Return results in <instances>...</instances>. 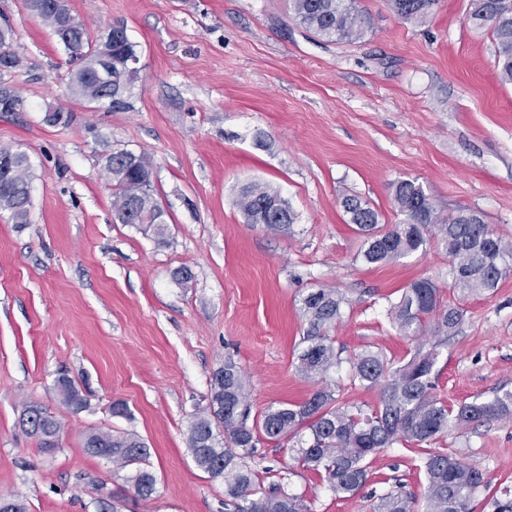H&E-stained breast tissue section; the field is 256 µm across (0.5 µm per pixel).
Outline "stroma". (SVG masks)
Listing matches in <instances>:
<instances>
[{
    "mask_svg": "<svg viewBox=\"0 0 512 512\" xmlns=\"http://www.w3.org/2000/svg\"><path fill=\"white\" fill-rule=\"evenodd\" d=\"M357 4L371 28L346 45L309 33L289 0H67L90 32L120 22L137 46L133 107L107 112L71 97L69 56L52 30L22 0H0L22 59L0 78L22 99L19 111L0 113V147L25 153L31 175L28 223L0 212V491L22 496L29 512H94L97 484H122L121 472L82 448L99 427L136 433L150 449L157 496L137 512H233L223 482L191 457L189 419L228 358L250 380L253 414L314 392L296 369L310 289L347 299L331 331L342 358L368 346L399 361L434 343L398 335L386 309L421 277L451 301L447 253L359 261L363 239L345 195L393 224V185L410 179L438 210L479 211L512 245V85L498 79L489 30L468 23L469 0H439L424 23L399 18L387 0ZM60 107L70 122L46 123ZM113 148L150 155L164 240L116 218L100 161ZM254 182L288 200L290 231L246 222L235 199ZM183 266L192 277L179 284L172 274ZM462 305L436 366L435 392L451 405L512 390V274ZM62 366L86 410L63 404L54 387ZM29 401L63 423L55 454L18 427ZM116 402L126 416H112ZM439 445L479 466L491 487L512 482V422ZM293 456L263 440L253 468L264 483L286 481L313 512H369L370 492L385 483L424 491L400 446L378 456L365 489L346 499Z\"/></svg>",
    "mask_w": 512,
    "mask_h": 512,
    "instance_id": "1",
    "label": "stroma"
}]
</instances>
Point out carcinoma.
I'll list each match as a JSON object with an SVG mask.
<instances>
[{"label": "carcinoma", "instance_id": "cac0c4a2", "mask_svg": "<svg viewBox=\"0 0 512 512\" xmlns=\"http://www.w3.org/2000/svg\"><path fill=\"white\" fill-rule=\"evenodd\" d=\"M388 2L398 17L424 23L439 0ZM291 7L299 24L327 42L356 44L367 32V19L355 0H291ZM468 22L477 29H490L498 78L512 84V0H470ZM109 49L114 64L112 81L106 82L98 77V71L100 58ZM66 50L76 63L69 80L72 97L110 111L131 107L129 98L139 72L116 64L122 56L136 53L128 36L109 48L101 36H92L78 23L71 30ZM20 165L18 186L11 195H0V210L10 212L15 223L25 224L30 206V166L26 160ZM112 190L116 215L133 206L141 220L162 233L165 211L154 198L153 184L138 187L135 179L117 169L112 171ZM236 204L247 223L263 224L271 232H284L293 223L288 202L269 186H243ZM394 205L401 221L381 225L369 202L357 196L343 200L349 222L363 235L360 256L364 262H396L437 243L450 258V288L464 296L493 291L502 276L512 270V246L479 212L459 207L444 215L422 185L408 179L396 183ZM344 303L333 288H313L301 299L305 346L298 355L297 370L316 385L306 400L269 406L253 416L249 380L242 369L228 359L213 372L208 404L192 415L188 426L189 452L195 465L209 478L224 483V493L235 512H311L303 496L280 483L266 487L259 481L251 461L261 438L292 445L298 466L314 471L342 499L354 496L366 485L371 459L400 445L418 453L416 467L423 470L426 479L423 495L418 499L397 483L373 496L370 512H473L476 496L488 488L483 471L433 444L451 431L511 420L512 391L496 390L490 397L477 396L452 407L435 394L439 347L456 333L465 310L454 303L443 305L441 288L428 278L410 282L397 300L389 302L388 320L399 335L421 336L432 321L435 332L442 333L443 338L397 363L372 349L351 356V384L381 391L379 405L367 413L341 400L330 383L331 370L343 363L330 330L341 322ZM61 396L75 412L87 408V400L69 375L65 376ZM25 407L32 421L18 422L19 429L35 439L42 452L51 453L43 436L58 433L61 426L42 404L28 402ZM83 449L92 457L107 455L115 469L127 472L125 482L136 489L134 502L154 499L157 480L149 469V448L137 434L117 431L88 435ZM487 506L490 512H512V486L491 496Z\"/></svg>", "mask_w": 512, "mask_h": 512}]
</instances>
